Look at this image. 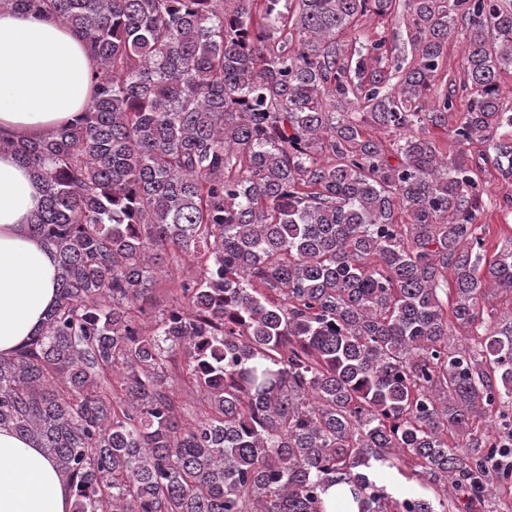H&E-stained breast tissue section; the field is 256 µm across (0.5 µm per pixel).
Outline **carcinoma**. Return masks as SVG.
Here are the masks:
<instances>
[{
  "mask_svg": "<svg viewBox=\"0 0 512 512\" xmlns=\"http://www.w3.org/2000/svg\"><path fill=\"white\" fill-rule=\"evenodd\" d=\"M9 6L96 60L81 124L0 142L44 184L30 231L59 270L0 357V427L45 451L71 512H324L334 484L359 512H481L512 483L508 414L487 424L512 406V324L482 308L512 292V241L483 254L465 150L512 175V0ZM366 15L401 24L405 54L383 32L336 40ZM460 20L468 110L445 163L431 130L455 83L426 99ZM168 255L191 275L147 324ZM372 461L414 485L388 495Z\"/></svg>",
  "mask_w": 512,
  "mask_h": 512,
  "instance_id": "cac0c4a2",
  "label": "carcinoma"
}]
</instances>
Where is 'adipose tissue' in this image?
I'll list each match as a JSON object with an SVG mask.
<instances>
[{"label": "adipose tissue", "instance_id": "adipose-tissue-1", "mask_svg": "<svg viewBox=\"0 0 512 512\" xmlns=\"http://www.w3.org/2000/svg\"><path fill=\"white\" fill-rule=\"evenodd\" d=\"M95 60L68 25L0 9V140H38L84 117ZM44 185L0 152V356L14 354L55 300L57 260L29 226ZM72 491L43 449L0 428V512H71Z\"/></svg>", "mask_w": 512, "mask_h": 512}]
</instances>
